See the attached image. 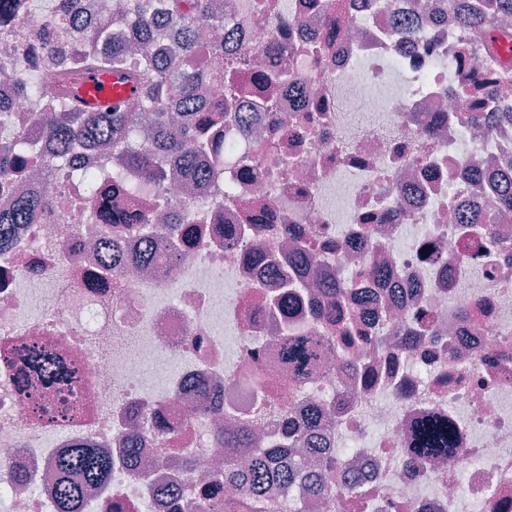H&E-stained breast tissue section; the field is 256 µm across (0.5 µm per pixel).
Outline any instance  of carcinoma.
Wrapping results in <instances>:
<instances>
[{"mask_svg": "<svg viewBox=\"0 0 512 512\" xmlns=\"http://www.w3.org/2000/svg\"><path fill=\"white\" fill-rule=\"evenodd\" d=\"M126 10L146 34L145 44L151 49L136 53L125 41L112 37L107 16L98 15L83 25L80 42L72 57L63 65L68 74L69 92L60 94L44 84L41 71H26L19 82L23 94L51 106L36 118L35 132L46 141V166L53 170L57 162L81 150L112 147V182L120 186L131 201L136 200L153 182L164 178L171 162L179 172L192 180L221 182L224 148L216 139L224 127V110H235L242 93L239 79L251 68L248 48L237 38L232 13H224L214 0H125ZM76 0H57L53 24L56 32L70 35L76 29ZM500 9L498 23L484 30L481 51L500 77L495 100L506 106L512 102V52L503 58L497 51L501 44L512 48V0H492ZM27 8L26 0H0V25L17 24ZM455 10L462 26L478 27L482 23V5L477 0H455ZM224 29L223 41L216 43L205 33L207 26ZM100 42L111 44L102 53ZM91 72H108L120 76L136 88L142 111L130 112L126 104L109 109L86 108L81 103L84 76ZM178 81L184 89L182 100L170 99L169 85ZM215 82L223 94L209 102L202 95L203 85ZM37 142H26L18 135L0 141V188L10 186L16 169L13 158L36 151ZM500 181L495 199V213L481 216L470 204L456 209V220L471 231L479 224H494L501 218H512V159L502 160L490 172ZM103 176L95 171L82 174L84 197L93 200L101 192ZM49 205L45 194L23 196L15 206L0 213V247L7 243L10 224H26L39 210ZM192 212L184 210L173 224L161 227L148 222L138 225L136 236L142 241L161 231L179 240L178 225L190 221ZM100 273L116 276L121 258L118 245L111 239L98 246ZM348 281L328 280L321 283L323 295L338 300ZM332 337L293 336L284 331L278 337V359L287 375L298 383L311 378L325 345ZM24 357L33 373L45 381L57 379L59 372L50 367V353L37 341L24 347ZM24 398L34 413L52 422L63 421L79 410L74 402L48 412L41 404L36 386L23 390ZM284 434L293 443L308 444V432L320 418L315 410L299 427L289 410L280 411ZM252 431L242 424L218 436L226 450L224 469L210 482L213 487L235 488L234 499L222 500L206 491L200 497V512H298L299 492L291 484L298 483L302 492L328 495L325 477L308 481L304 466L298 460L273 459L259 452L242 463L237 449L250 442ZM411 450L424 459H445L455 448L456 439L448 422L431 417L418 422L410 441ZM59 473L56 487L57 512H81L84 496L91 488H105L112 474V456L96 448H78L55 460Z\"/></svg>", "mask_w": 512, "mask_h": 512, "instance_id": "obj_1", "label": "carcinoma"}]
</instances>
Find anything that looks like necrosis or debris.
Wrapping results in <instances>:
<instances>
[{
  "instance_id": "obj_1",
  "label": "necrosis or debris",
  "mask_w": 512,
  "mask_h": 512,
  "mask_svg": "<svg viewBox=\"0 0 512 512\" xmlns=\"http://www.w3.org/2000/svg\"><path fill=\"white\" fill-rule=\"evenodd\" d=\"M232 0L254 68L275 61L288 83L250 89L252 119L224 115V187L195 222L193 244L174 250L153 239L154 265H131L121 279L86 287L85 257L106 233L86 205L82 223L44 216L18 224L0 248V497L8 512H56L53 461L73 448L112 454V480L87 494L84 512H194L197 487L224 464L215 435L228 417L249 415L242 384L247 355L264 350L269 396L303 412H323L321 445L361 496L322 498L304 512H512V220L490 237L463 235L453 220L461 199L492 207L485 170L512 158V122L488 121L474 134L460 121L470 103L462 74L482 76L480 51L463 54L464 35L448 0ZM52 36L18 51V70L40 67L65 82L58 60L72 38ZM330 39L327 52L317 42ZM356 103L364 128L344 137L343 106ZM409 138L404 154L394 139ZM108 154L69 158L58 181L43 154L30 157L17 195L50 188L58 207L80 193L76 172L107 171ZM248 234H239L240 226ZM283 258L280 274L261 255ZM354 276L339 307L328 308L321 278ZM426 313L425 341L357 355L367 383L344 400L350 379L329 350L313 384L295 387L274 358L284 326L321 334L327 319L354 318L362 334H395ZM47 340L81 367L79 412L66 424L36 419L8 364L21 338ZM172 358L162 391L148 392V364ZM459 428L454 457L432 466L406 451L407 428L422 416ZM152 421L169 448H139L153 484L176 481L178 497L149 491L121 462L123 439ZM194 466L178 471L185 452ZM151 483V484H152Z\"/></svg>"
}]
</instances>
